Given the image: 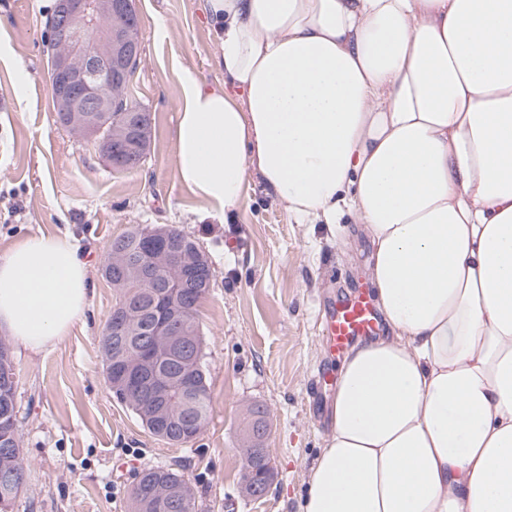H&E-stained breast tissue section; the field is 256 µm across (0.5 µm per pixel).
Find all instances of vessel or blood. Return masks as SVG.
Here are the masks:
<instances>
[{"label":"vessel or blood","instance_id":"vessel-or-blood-1","mask_svg":"<svg viewBox=\"0 0 512 512\" xmlns=\"http://www.w3.org/2000/svg\"><path fill=\"white\" fill-rule=\"evenodd\" d=\"M379 328L369 291L339 302L323 324L322 341L327 356L333 359L343 355L354 341L376 335Z\"/></svg>","mask_w":512,"mask_h":512}]
</instances>
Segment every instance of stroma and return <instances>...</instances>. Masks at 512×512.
<instances>
[{
  "mask_svg": "<svg viewBox=\"0 0 512 512\" xmlns=\"http://www.w3.org/2000/svg\"><path fill=\"white\" fill-rule=\"evenodd\" d=\"M56 0H0V254L21 237L69 233L90 258L83 319L53 349L14 354L25 484L8 512H130L136 473L184 464L197 512H298L326 435L331 387L312 392L327 359L320 326L335 301L367 285L370 244L351 216L298 224L254 180L231 220L204 215L179 178L172 129L178 76L220 85L224 68L205 0H135L141 56L128 96L152 116L144 163L112 169L93 139L63 126L49 81L47 20ZM137 224H169L207 254L201 304L211 413L183 445L151 434L110 391L101 336L116 290L102 275L112 240ZM266 409L262 446L275 478L258 500L241 494L240 430Z\"/></svg>",
  "mask_w": 512,
  "mask_h": 512,
  "instance_id": "obj_1",
  "label": "stroma"
}]
</instances>
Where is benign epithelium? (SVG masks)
<instances>
[{
    "label": "benign epithelium",
    "mask_w": 512,
    "mask_h": 512,
    "mask_svg": "<svg viewBox=\"0 0 512 512\" xmlns=\"http://www.w3.org/2000/svg\"><path fill=\"white\" fill-rule=\"evenodd\" d=\"M124 8L133 14L129 0H57L51 19L54 47L51 50V85L58 110L63 112L64 126L80 137H88L94 130L101 131L106 113L112 110V86L118 81L120 67L112 63V48L123 47V58L140 57L141 46L133 37L134 29L109 28L104 38L96 36V20L100 16H112L115 9ZM148 118L146 113L131 109L127 113L126 127L120 139L103 140L102 152L114 167H126L138 161L137 143L143 134ZM149 238L163 240V246L151 249L140 259L117 248L108 263L110 283L123 288L131 276L142 282H156L159 274L171 267L182 269L180 278L168 279L162 286L172 292L191 288L196 284L211 286V279L204 273L211 272L210 262L202 249L192 245L184 235L173 236L169 226L149 232ZM182 309L170 307L161 321L149 329V343L154 349H166L185 356V339L180 333ZM140 330L134 311L127 313L112 324L116 339L130 336ZM140 372L146 375L138 388L142 396L151 402L152 417L159 432L168 435V426L175 422V415L168 397V378L157 366L154 356L145 352L140 362ZM257 468L247 466L241 491L246 497L268 490L270 480L258 482ZM143 475H138L132 493L146 492L152 508L159 512L185 505L188 486L179 479L160 478L143 489Z\"/></svg>",
    "instance_id": "1"
}]
</instances>
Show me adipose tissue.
I'll return each mask as SVG.
<instances>
[{
  "label": "adipose tissue",
  "instance_id": "obj_1",
  "mask_svg": "<svg viewBox=\"0 0 512 512\" xmlns=\"http://www.w3.org/2000/svg\"><path fill=\"white\" fill-rule=\"evenodd\" d=\"M224 84L180 81L182 182L299 224L351 214L387 335L347 351L300 512H512V0H206ZM89 265L0 255V326L53 348Z\"/></svg>",
  "mask_w": 512,
  "mask_h": 512
}]
</instances>
